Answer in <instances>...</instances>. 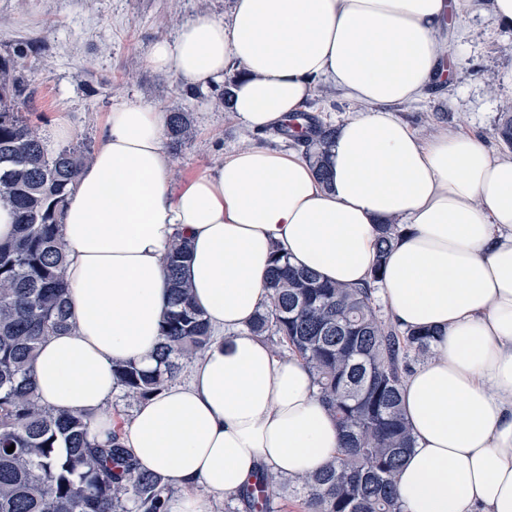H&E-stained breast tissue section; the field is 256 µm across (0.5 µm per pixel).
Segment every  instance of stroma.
Listing matches in <instances>:
<instances>
[{
	"label": "stroma",
	"instance_id": "35a3bbf8",
	"mask_svg": "<svg viewBox=\"0 0 512 512\" xmlns=\"http://www.w3.org/2000/svg\"><path fill=\"white\" fill-rule=\"evenodd\" d=\"M232 0H0V56L29 49L27 75L33 95L25 115L41 132L68 120L73 141L98 147L110 108L140 99L159 110L188 112L192 143L171 149L173 180L217 165L226 151L247 144L288 150L279 130L244 133L227 107L218 104L223 82L187 88L153 71V42L175 36L188 21L221 18ZM452 82L396 114L421 133L435 125L465 124L492 137L502 113H512V29L494 25L486 5L466 20V33L451 46ZM357 105L329 83H319L310 112L338 125Z\"/></svg>",
	"mask_w": 512,
	"mask_h": 512
}]
</instances>
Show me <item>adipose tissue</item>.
Segmentation results:
<instances>
[{
	"mask_svg": "<svg viewBox=\"0 0 512 512\" xmlns=\"http://www.w3.org/2000/svg\"><path fill=\"white\" fill-rule=\"evenodd\" d=\"M473 8L234 0L228 17L198 18L154 43L149 66L186 87L236 66L231 110L250 133L307 111L320 78L360 104L336 131L323 179L303 148L254 144L175 182L166 113L141 100L109 112L61 215L76 328L42 343L33 380L42 404L88 414L106 439L112 366L154 368L166 256L185 236L183 275L214 338L122 433L141 468L182 487L170 512H206L201 491L236 496L260 472L295 479L337 456L339 431L311 370L249 325L268 302L275 252L360 285L384 221L401 233L380 296L401 329L437 333L401 391L415 439L398 476L406 512H512V155L466 126L424 136L394 113L449 78L447 22L464 26Z\"/></svg>",
	"mask_w": 512,
	"mask_h": 512,
	"instance_id": "adipose-tissue-1",
	"label": "adipose tissue"
}]
</instances>
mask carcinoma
Masks as SVG:
<instances>
[{
    "mask_svg": "<svg viewBox=\"0 0 512 512\" xmlns=\"http://www.w3.org/2000/svg\"><path fill=\"white\" fill-rule=\"evenodd\" d=\"M27 52L0 58V205L16 215V237L0 244V512H169V480L138 467L113 434L101 443L81 413L41 405L31 364L41 342L74 327L62 268L67 259L60 215L66 195L91 159L86 143L51 151L37 126L19 115L31 96ZM293 140L326 175L335 128L307 112ZM497 138L512 148V114L504 113ZM168 135L180 147L194 137L188 113L169 114ZM378 259L371 282L346 287L296 268L279 254L270 269V304L250 324L257 336L301 356L312 369L319 400L336 420L340 456L293 482L274 477L246 489L242 500L261 512L284 490L302 495L308 512H404L397 475L414 448L401 407L404 377L432 355L435 333L401 330L381 311L375 283L399 236L396 224L377 226ZM190 247L179 237L168 253L170 307L151 370L136 362L112 367L123 396L143 402L176 377L211 339L203 313L190 300L182 275ZM14 451L7 452L8 447Z\"/></svg>",
    "mask_w": 512,
    "mask_h": 512,
    "instance_id": "obj_1",
    "label": "carcinoma"
}]
</instances>
